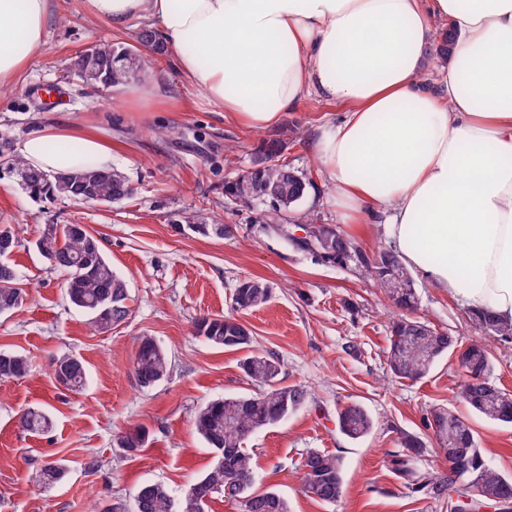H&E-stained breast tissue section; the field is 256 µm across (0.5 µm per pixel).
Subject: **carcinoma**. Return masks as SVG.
Masks as SVG:
<instances>
[{
    "label": "carcinoma",
    "instance_id": "1",
    "mask_svg": "<svg viewBox=\"0 0 512 512\" xmlns=\"http://www.w3.org/2000/svg\"><path fill=\"white\" fill-rule=\"evenodd\" d=\"M164 46L155 31L142 30L138 45L105 41L92 48L89 55L77 56L74 67L79 78L91 86H112L129 80L124 62L136 56L138 72L151 68ZM285 141L270 139L260 147L253 161L256 171L245 175L259 186L276 188L295 205L307 195L310 183L291 174L293 168L282 159ZM3 168L12 175L23 174V189L34 197L63 195L78 201L119 203L133 195V187L118 169L102 170L93 166L74 172L47 175L25 165L23 160L6 154ZM325 241L321 250L327 261H341L353 254L363 259L360 251L344 233L331 224L310 223ZM35 248L52 268L68 273L66 296L69 302L90 317L94 331L104 333L127 320L131 314L126 281L105 257L98 239L82 224H48L35 241ZM392 268L384 273L374 268L371 276L380 292L391 296L390 278L401 275L408 288L394 306L402 311L392 327L387 352L391 373L399 379L418 381L427 376L448 352L457 348V339L440 332L427 321L413 316L418 296L414 281L400 261L390 252ZM272 289L262 280L245 278L232 293L236 310L256 308L269 301ZM26 289L19 283L17 269L9 258L0 254V313L22 307ZM472 320L482 336L472 340L457 356L463 374L461 397L471 409L488 419L512 424V394L492 379L493 359L488 349L490 338L512 341V325L499 322L488 309L471 312ZM197 334L206 342L229 350H249L241 368L261 390L254 394L228 395L208 402L196 414L195 430L212 448L215 456L206 473L196 482L195 493L181 496L180 512H207L208 501L220 495L240 507V512H289L288 501L273 490L254 488V458L245 443L256 432L279 424L309 400V392L300 385H285L280 379V359L252 351L251 330L233 316H205L196 321ZM29 371L28 358L18 352L0 350V381L20 379ZM55 380L70 391L81 390L87 382L83 363L62 356L52 362ZM170 361L166 350L151 336L138 338L133 372L138 385L150 388L166 378ZM449 410L433 407L427 421L433 430L438 451L448 453V444L462 451L466 464L461 480L452 481L440 469L422 470L423 457L430 452L419 436H402V450L390 455L389 464L402 484L437 503H445L452 492H465L470 498V512H482L486 498L498 499V512H512V477L499 471L478 447L473 429L465 421L453 429L446 425ZM342 434L356 440L366 436L373 420L359 403H349L337 410ZM21 426L31 433L47 432L52 427L50 416L41 409L29 408L20 416ZM148 435L142 428L122 432L118 446L129 455L144 448ZM64 476L63 467L55 461L44 464L30 474L37 486H48ZM302 488L312 498L334 505L343 496L341 456L318 448L307 451L302 464ZM172 494L161 483L142 485L133 499L130 512H169Z\"/></svg>",
    "mask_w": 512,
    "mask_h": 512
}]
</instances>
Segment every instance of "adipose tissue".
<instances>
[{
  "instance_id": "ef3b65f1",
  "label": "adipose tissue",
  "mask_w": 512,
  "mask_h": 512,
  "mask_svg": "<svg viewBox=\"0 0 512 512\" xmlns=\"http://www.w3.org/2000/svg\"><path fill=\"white\" fill-rule=\"evenodd\" d=\"M115 30L156 26L191 97L250 130L303 100L343 108L309 142L347 224L381 223L412 272L512 323V0H87ZM50 0H0V87L45 41ZM454 38L429 86L438 31ZM47 174L112 167L78 123L18 146Z\"/></svg>"
}]
</instances>
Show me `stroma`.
<instances>
[{
  "instance_id": "stroma-1",
  "label": "stroma",
  "mask_w": 512,
  "mask_h": 512,
  "mask_svg": "<svg viewBox=\"0 0 512 512\" xmlns=\"http://www.w3.org/2000/svg\"><path fill=\"white\" fill-rule=\"evenodd\" d=\"M45 42L20 79L0 90V142L18 146L36 125L78 122L112 138V160L128 177L134 196L118 204L82 203L56 196L34 199L11 176L0 177V225L18 245L11 255L29 298L0 315V350L28 357L30 370L0 383V512H91L108 504L129 512L137 488L162 483L173 496L207 470L212 453L193 420L209 400L249 394L255 387L240 368L242 351L208 344L195 329L207 315L235 314L255 337L254 348L283 364V382L310 392L306 407L253 435L256 486L284 496L291 512H448L402 487L389 454L410 433L431 439L426 414L440 405L466 417L478 446L512 476V425L472 414L459 394L454 356L425 378H395L386 351L396 311L365 266L325 262L291 242L307 213L339 225L366 256L388 249L376 225L358 231L340 224L329 185L309 141L341 107L307 99L281 124L262 131L225 120L192 100L170 70L154 66L144 80L173 102L153 112L128 111L123 86L85 85L71 69L83 51L108 40L131 44L136 28L112 32L87 11L86 0H54ZM287 140L284 156L308 174V195L278 224L266 223L267 204L224 208V183L244 173L262 141ZM194 212V225L184 216ZM232 224L233 236L215 234ZM82 224L101 243L113 269L127 282L131 316L106 333L91 332L88 317L69 302L67 274L50 268L33 243L45 225ZM269 283L263 306L233 312L237 282ZM418 317L465 344L478 337L459 300L415 277ZM151 336L171 359L167 378L150 388L137 384L132 362L137 339ZM83 361L87 384L72 392L56 384L53 358ZM362 404L374 419L367 436L352 440L338 429L336 412ZM44 409L50 432L31 434L19 425L27 408ZM130 426L146 430L148 443L127 455L117 438ZM343 460L344 495L333 506L304 495L301 464L309 449ZM59 461L65 476L44 489L29 480L43 462Z\"/></svg>"
}]
</instances>
